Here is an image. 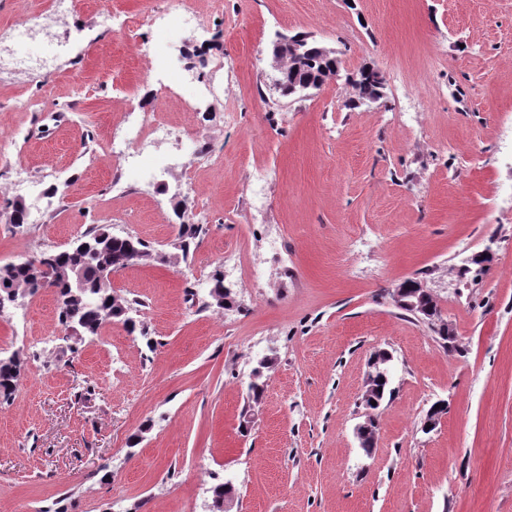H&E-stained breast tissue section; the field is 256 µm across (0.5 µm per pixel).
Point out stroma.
Instances as JSON below:
<instances>
[{
	"label": "stroma",
	"instance_id": "stroma-1",
	"mask_svg": "<svg viewBox=\"0 0 512 512\" xmlns=\"http://www.w3.org/2000/svg\"><path fill=\"white\" fill-rule=\"evenodd\" d=\"M175 8L0 0V206L43 202L40 223L0 220V265L96 227L172 257L112 278L138 332L112 321L75 354L53 289L0 311V352L27 355L0 403V512H208L225 481L233 512H512V0H196L197 23L159 27ZM108 10L129 38L100 26ZM20 17L41 32L15 57ZM279 33L334 49L338 77L281 97ZM363 67L377 101L347 80ZM132 102L176 134L128 167L102 145ZM178 199L204 218L186 254ZM228 249L250 272L225 276L220 308ZM407 279L438 318L396 307ZM378 351L394 393L368 455L354 428ZM356 75L357 79L351 84L359 100L378 95L381 92L383 83L378 72L370 68H362Z\"/></svg>",
	"mask_w": 512,
	"mask_h": 512
}]
</instances>
